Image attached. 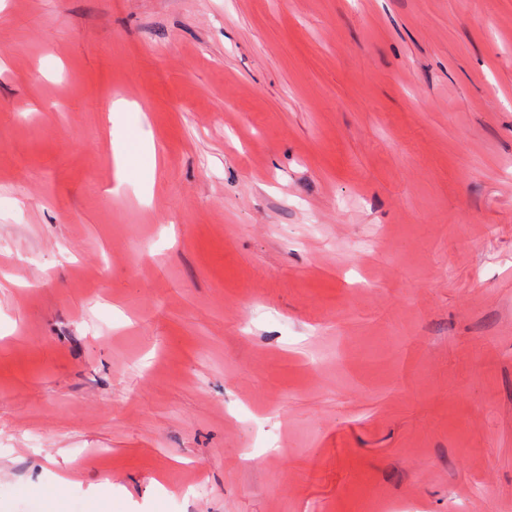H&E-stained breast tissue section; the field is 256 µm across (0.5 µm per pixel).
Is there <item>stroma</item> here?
Wrapping results in <instances>:
<instances>
[{"mask_svg":"<svg viewBox=\"0 0 512 512\" xmlns=\"http://www.w3.org/2000/svg\"><path fill=\"white\" fill-rule=\"evenodd\" d=\"M0 512H512V0H0Z\"/></svg>","mask_w":512,"mask_h":512,"instance_id":"obj_1","label":"stroma"}]
</instances>
